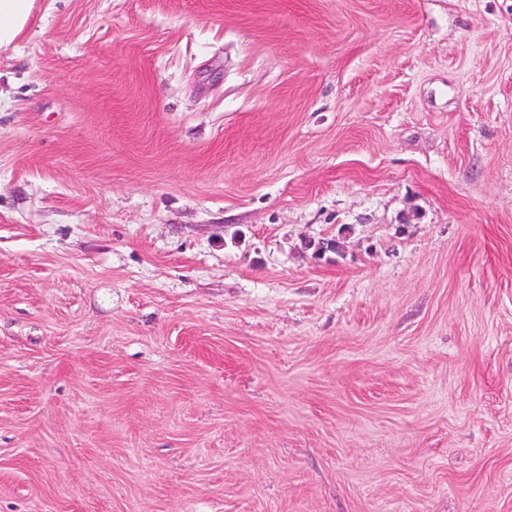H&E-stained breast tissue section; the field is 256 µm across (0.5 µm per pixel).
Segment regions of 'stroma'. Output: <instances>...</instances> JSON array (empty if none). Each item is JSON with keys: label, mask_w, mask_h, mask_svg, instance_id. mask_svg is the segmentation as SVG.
Instances as JSON below:
<instances>
[{"label": "stroma", "mask_w": 512, "mask_h": 512, "mask_svg": "<svg viewBox=\"0 0 512 512\" xmlns=\"http://www.w3.org/2000/svg\"><path fill=\"white\" fill-rule=\"evenodd\" d=\"M0 512H512V0H36Z\"/></svg>", "instance_id": "1"}]
</instances>
